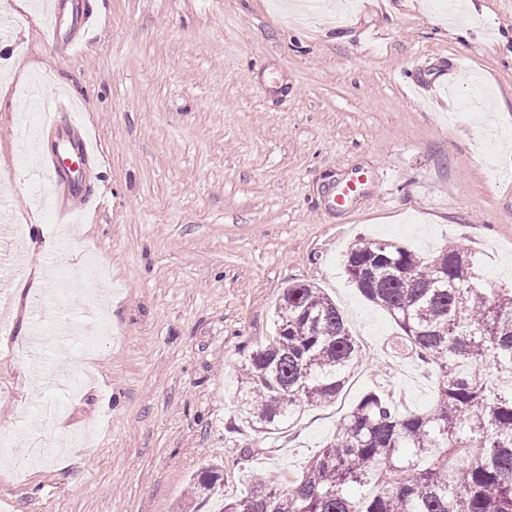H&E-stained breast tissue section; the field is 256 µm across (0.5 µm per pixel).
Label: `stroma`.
I'll list each match as a JSON object with an SVG mask.
<instances>
[{
  "label": "stroma",
  "instance_id": "obj_1",
  "mask_svg": "<svg viewBox=\"0 0 512 512\" xmlns=\"http://www.w3.org/2000/svg\"><path fill=\"white\" fill-rule=\"evenodd\" d=\"M80 53L47 34L44 0H0V207L55 237L77 205L18 139L41 79L50 150L70 96L109 192L80 214L57 257L78 292L35 274L27 251L0 338V512H194L193 478L216 465L293 479L368 390L426 410L436 375L396 349L390 316L351 286L355 238L434 255L457 239L477 271L512 286V0H89ZM455 77L416 91L415 80ZM479 81L492 111L466 112ZM367 181L333 202L356 171ZM94 257L99 275L85 270ZM323 288L362 361L339 397L281 432L243 426L233 377L243 348L273 334L288 283ZM107 318L112 338L84 350Z\"/></svg>",
  "mask_w": 512,
  "mask_h": 512
}]
</instances>
